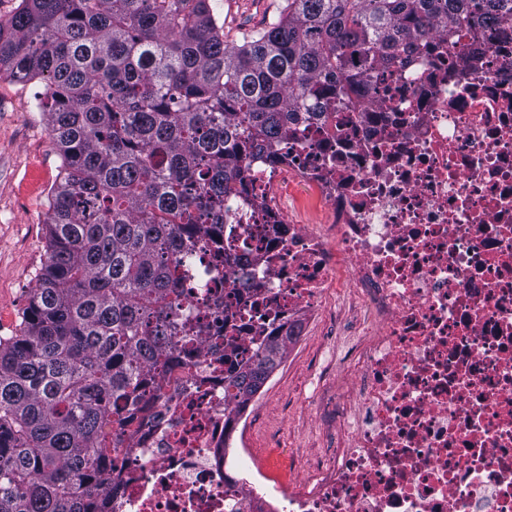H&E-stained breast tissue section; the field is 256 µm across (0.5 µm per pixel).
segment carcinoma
I'll use <instances>...</instances> for the list:
<instances>
[{
	"label": "carcinoma",
	"mask_w": 512,
	"mask_h": 512,
	"mask_svg": "<svg viewBox=\"0 0 512 512\" xmlns=\"http://www.w3.org/2000/svg\"><path fill=\"white\" fill-rule=\"evenodd\" d=\"M461 18L508 23L512 0H285L240 44L208 0H21L0 23V69L45 82L62 166L46 259L0 339V512H111L78 489L111 482L112 399L137 419L141 374L184 334L169 255L204 239L195 211L223 219L230 172L323 111V78L347 100L385 54ZM290 339L235 374L242 406Z\"/></svg>",
	"instance_id": "obj_1"
}]
</instances>
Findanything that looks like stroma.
I'll return each instance as SVG.
<instances>
[{
	"mask_svg": "<svg viewBox=\"0 0 512 512\" xmlns=\"http://www.w3.org/2000/svg\"><path fill=\"white\" fill-rule=\"evenodd\" d=\"M284 0H210L227 41L273 22ZM45 84L0 72V337L16 335L46 258L45 224L62 159L36 107ZM329 330L309 325L249 406V441L272 483L310 481L303 465L323 446L314 378Z\"/></svg>",
	"mask_w": 512,
	"mask_h": 512,
	"instance_id": "35a3bbf8",
	"label": "stroma"
}]
</instances>
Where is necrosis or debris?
I'll return each mask as SVG.
<instances>
[{"label": "necrosis or debris", "instance_id": "necrosis-or-debris-1", "mask_svg": "<svg viewBox=\"0 0 512 512\" xmlns=\"http://www.w3.org/2000/svg\"><path fill=\"white\" fill-rule=\"evenodd\" d=\"M211 241L174 254L188 326L112 402L114 512H512V24L462 20L351 105L247 156ZM349 380L301 487L261 490L232 376L289 325Z\"/></svg>", "mask_w": 512, "mask_h": 512}]
</instances>
